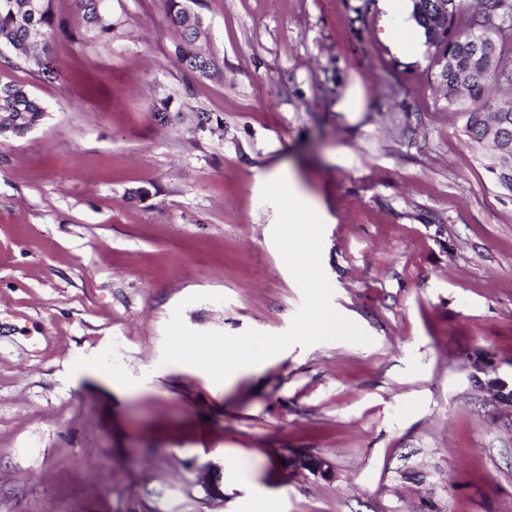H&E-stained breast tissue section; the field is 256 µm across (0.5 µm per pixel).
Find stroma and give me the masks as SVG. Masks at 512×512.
Here are the masks:
<instances>
[{
	"instance_id": "1",
	"label": "stroma",
	"mask_w": 512,
	"mask_h": 512,
	"mask_svg": "<svg viewBox=\"0 0 512 512\" xmlns=\"http://www.w3.org/2000/svg\"><path fill=\"white\" fill-rule=\"evenodd\" d=\"M106 7L111 40L55 44L59 80L0 46V83L46 109L0 136V512H237L228 448L278 512H512V192L432 49L404 55L379 0H194L224 68L191 81L165 0ZM279 164L373 342L296 345L218 393L163 363L165 326L289 328Z\"/></svg>"
}]
</instances>
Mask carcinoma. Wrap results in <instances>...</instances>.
<instances>
[{
	"mask_svg": "<svg viewBox=\"0 0 512 512\" xmlns=\"http://www.w3.org/2000/svg\"><path fill=\"white\" fill-rule=\"evenodd\" d=\"M105 0H73L69 17L58 19L52 0H0V45L14 48L24 62L34 63L46 79H56L53 44L57 35L80 42L86 35L107 38L112 23L104 13ZM430 0L413 4V16L435 52L448 56V70L437 77L445 87L467 98L465 129L471 140L486 141L493 113L484 101L488 86L499 80L512 83V23L501 27L488 14L470 11V0H455L448 13V28L438 32L427 27L423 7ZM166 19L179 35L178 63L196 78H209L221 70L219 60L198 45L202 19L186 0H166ZM45 117V108L22 85L0 84V135L23 136Z\"/></svg>",
	"mask_w": 512,
	"mask_h": 512,
	"instance_id": "1",
	"label": "carcinoma"
}]
</instances>
